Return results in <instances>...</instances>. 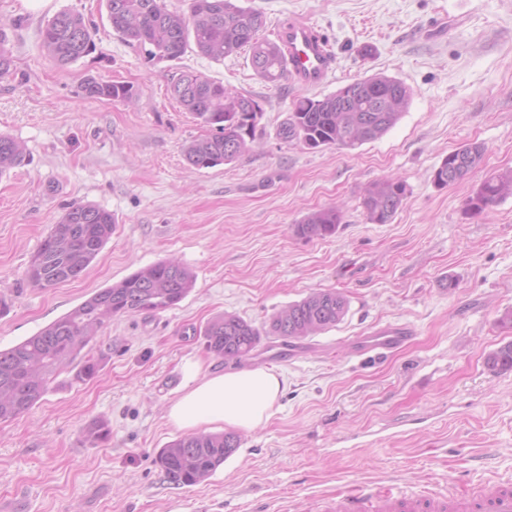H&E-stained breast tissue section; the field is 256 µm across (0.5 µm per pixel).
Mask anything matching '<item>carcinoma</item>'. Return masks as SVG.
I'll return each mask as SVG.
<instances>
[{"instance_id":"obj_1","label":"carcinoma","mask_w":512,"mask_h":512,"mask_svg":"<svg viewBox=\"0 0 512 512\" xmlns=\"http://www.w3.org/2000/svg\"><path fill=\"white\" fill-rule=\"evenodd\" d=\"M112 29L129 43L149 44L152 58L175 60L194 44L197 51L214 60L238 54L247 47L255 75L275 86L286 76V60L274 40L262 38L264 15L245 7L240 0H191L189 12L169 8L167 0H106ZM94 25L80 13L60 11L42 30V47L60 66H66L93 48ZM8 36L0 25V80L14 74V60L7 48ZM85 97L132 103L138 91L119 82L87 78ZM170 93L183 109L209 128V134L183 148L193 168H213L238 161L255 140L256 119L261 112L249 95L235 92L223 83L194 72H181L170 83ZM411 91L402 82L386 76L355 79L321 99L302 97L293 103L288 123L282 129L285 141L294 140L315 149H355L386 134L409 106ZM26 148L16 139L0 135V176L22 165ZM483 149L468 144L448 153L435 169L439 186L461 182L480 165ZM512 194V173L486 179L468 200V210L480 215L502 197ZM405 198L404 183L385 177L370 184L362 199L366 220L389 223ZM343 221L337 208L308 214L293 225L296 236L324 239L336 233ZM116 228L111 212L90 205H72L54 224L32 256L25 276L28 284L46 289L79 278L109 242ZM195 285V276L184 264L161 260L147 269L91 294L67 314L37 334L8 349H0V423L12 421L31 410L61 370L72 381L95 377L99 358L86 351L102 327L119 314L158 313L181 302ZM348 301L336 290L313 292L272 316L261 326L235 315H222L207 322L202 333L205 348L217 357L246 360L268 336L299 340L328 330L343 320ZM492 371L512 370V341L486 358ZM84 439L94 446L104 442L109 430L102 421L90 422ZM233 433H196L181 437L160 449L156 462L168 479L192 486L211 477L239 448Z\"/></svg>"}]
</instances>
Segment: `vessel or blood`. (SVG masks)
Listing matches in <instances>:
<instances>
[{"mask_svg":"<svg viewBox=\"0 0 512 512\" xmlns=\"http://www.w3.org/2000/svg\"><path fill=\"white\" fill-rule=\"evenodd\" d=\"M288 44L287 74L304 88L323 84L334 68V55L313 25L289 22L283 34ZM415 336L407 323L376 325L358 337V355H387L404 348ZM326 512H512V482L494 481L477 490L421 495L394 486L361 485L337 491Z\"/></svg>","mask_w":512,"mask_h":512,"instance_id":"1","label":"vessel or blood"}]
</instances>
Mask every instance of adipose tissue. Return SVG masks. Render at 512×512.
Segmentation results:
<instances>
[{
    "label": "adipose tissue",
    "mask_w": 512,
    "mask_h": 512,
    "mask_svg": "<svg viewBox=\"0 0 512 512\" xmlns=\"http://www.w3.org/2000/svg\"><path fill=\"white\" fill-rule=\"evenodd\" d=\"M283 384L279 375L263 367L210 373L172 402L168 417L181 429L220 422L252 430L272 416Z\"/></svg>",
    "instance_id": "ef3b65f1"
}]
</instances>
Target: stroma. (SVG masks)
Segmentation results:
<instances>
[{
	"label": "stroma",
	"instance_id": "1",
	"mask_svg": "<svg viewBox=\"0 0 512 512\" xmlns=\"http://www.w3.org/2000/svg\"><path fill=\"white\" fill-rule=\"evenodd\" d=\"M266 18L264 37L310 21L336 57L316 88L260 81L248 50L217 62L195 48L174 61L121 38L104 0H0L15 73L0 80V134L21 141L26 165L0 176V348L39 332L98 289L175 258L196 283L161 313L113 317L92 347L98 375L61 373L29 412L0 424V498L27 512H322L336 489L394 484L427 494L512 479V371L486 355L512 341V194L481 215L467 200L512 171V0H242ZM92 21L95 50L58 66L41 47L57 12ZM204 74L252 95L262 112L252 150L194 169L183 148L207 130L170 95L174 75ZM385 75L412 98L384 136L355 149H310L280 138L293 102ZM133 84L135 103L82 97L86 78ZM478 143L467 180L437 186L453 150ZM395 176L406 199L372 224L366 187ZM110 211L116 229L77 280L36 289L25 271L67 206ZM338 206L336 234L297 237L307 214ZM321 290L348 300L344 319L299 341L271 336L285 390L270 420L207 481L170 482L156 453L182 437L170 404L207 372L235 364L207 352L201 332L220 314L254 324ZM406 322L404 350L360 357L368 328ZM105 421L97 447L81 431Z\"/></svg>",
	"mask_w": 512,
	"mask_h": 512
}]
</instances>
